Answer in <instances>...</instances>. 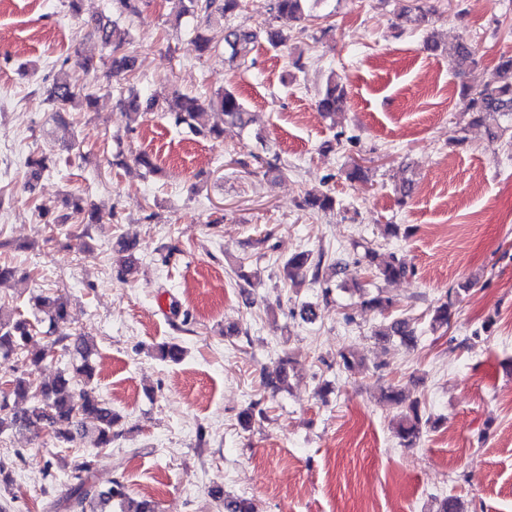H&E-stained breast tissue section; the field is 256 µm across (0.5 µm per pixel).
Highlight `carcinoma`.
I'll return each mask as SVG.
<instances>
[{
  "label": "carcinoma",
  "instance_id": "cac0c4a2",
  "mask_svg": "<svg viewBox=\"0 0 512 512\" xmlns=\"http://www.w3.org/2000/svg\"><path fill=\"white\" fill-rule=\"evenodd\" d=\"M145 0H113L112 8L118 15L138 16ZM321 0H272L271 10L278 17L301 19L305 13ZM414 7L401 16L405 23L423 27L429 17L435 13L430 0H413ZM243 0H174L173 15L175 20L190 16L196 20V42L199 54L204 56L215 49L212 39L205 34L211 18L219 14L230 18L240 14ZM116 21L98 19L91 26L90 34L109 49L108 83L119 87L117 102L123 106L129 116L137 120L153 112L167 115L175 125L185 126L190 132L217 140L224 135V125L230 124L245 128L251 123L249 112L236 93L229 88L217 90L213 97L204 102L196 96H189L178 91L164 95H143L133 89H124L121 82L134 70V57L126 48L127 42L115 35ZM257 32L242 27L228 30L224 35V50L230 58L240 56L247 45L255 42ZM457 74H463L472 56L468 43L462 41L453 46ZM43 102L48 109L60 113L72 103H80L87 108L96 105L94 93L86 91L79 79L61 71L52 83L42 92ZM459 98L464 111L471 115L472 123L483 124L491 115L498 114L512 118V55L498 58L492 76L482 86L472 88L463 83L460 85ZM346 102V90L336 80H331L316 101L318 111L326 115H334L342 111ZM219 116V120L211 125L199 123L205 111ZM48 170L47 158L31 157L28 159L27 188L35 191V186L45 171ZM70 212L54 220L56 224H67L72 219H79L82 224H95L100 217L94 209L84 205L80 197L64 199ZM336 205V197L320 190L308 192L304 199V209L322 211ZM331 262L335 271H345L349 267L348 260L338 252L334 256L319 252L312 258L310 252H300L290 257L284 264V278L294 281L296 278H310L317 284L323 281L322 269L326 262ZM363 262L366 269L375 278L391 283L406 277L410 269L396 257L381 260L375 249H364ZM459 291L448 289L446 299L428 310L425 317L428 326L434 333L447 332L452 309L455 307ZM35 309L48 317L49 327L44 334L51 337L41 346L32 345L33 338L38 335L36 326L27 319H13L0 314V354L5 357L19 356L22 358L24 370L7 380V389L0 390V435L13 431H30L39 434L47 429L51 431L56 447L60 448L73 441L74 435L84 431V420L94 422L95 445L93 451L84 450L68 463L67 489L65 500L72 512H98L103 503L120 501L122 512H157L153 501L135 500L129 497L124 485L112 481L106 489H100L94 476L101 465L106 449L118 437L115 427L120 417L112 411V406L100 399L91 387L94 379V367L91 364V347L80 333H67L57 329V325L69 320V298L66 294L55 291L51 296L32 298ZM368 311L385 314L393 306L389 297L373 296L363 301ZM380 339L398 337L400 341L413 346L417 342L412 318L394 317L381 324L374 331ZM63 351L79 359L69 370L60 371L48 384L39 388L29 380L31 372L43 364L53 360L57 351ZM294 369L293 362L288 358L279 360L275 375L268 378L266 385L276 390L283 385ZM382 397L392 405L400 408L394 430L399 444L405 448H414L419 443L423 429L434 424L431 417L421 410L420 401L409 400L399 389L388 386L382 389ZM32 399L35 405L21 409L18 402ZM215 500L220 502L224 512H255L251 503L224 495L221 489L211 491Z\"/></svg>",
  "mask_w": 512,
  "mask_h": 512
}]
</instances>
